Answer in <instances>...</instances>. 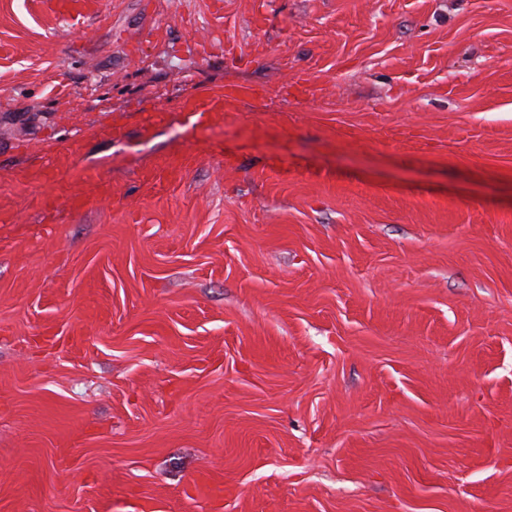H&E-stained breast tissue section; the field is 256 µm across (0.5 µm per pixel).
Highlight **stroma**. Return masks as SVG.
<instances>
[{
    "instance_id": "obj_1",
    "label": "stroma",
    "mask_w": 512,
    "mask_h": 512,
    "mask_svg": "<svg viewBox=\"0 0 512 512\" xmlns=\"http://www.w3.org/2000/svg\"><path fill=\"white\" fill-rule=\"evenodd\" d=\"M209 3L0 0V512H512V0ZM94 0H54V10L62 17L76 22L86 18V13L94 5ZM252 94V89L245 87L232 88L224 92L221 96L211 99L208 102L196 98H189L183 101L180 110L184 112L187 119H191L197 115L200 117L207 115L209 112L216 110L224 111V100H239L242 97Z\"/></svg>"
}]
</instances>
